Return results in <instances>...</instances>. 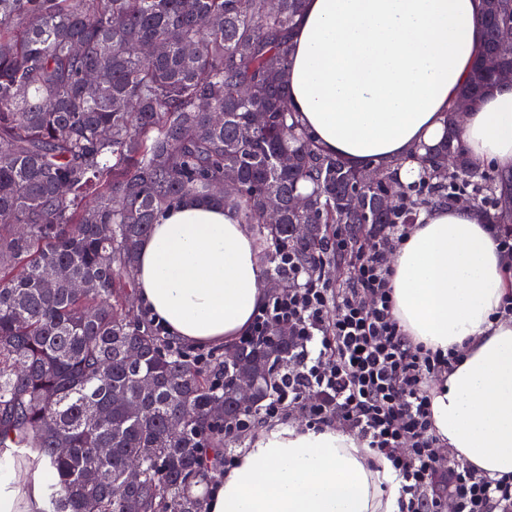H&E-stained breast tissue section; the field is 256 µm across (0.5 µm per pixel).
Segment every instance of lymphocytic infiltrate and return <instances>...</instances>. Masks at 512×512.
I'll list each match as a JSON object with an SVG mask.
<instances>
[{
	"instance_id": "f902f5d3",
	"label": "lymphocytic infiltrate",
	"mask_w": 512,
	"mask_h": 512,
	"mask_svg": "<svg viewBox=\"0 0 512 512\" xmlns=\"http://www.w3.org/2000/svg\"><path fill=\"white\" fill-rule=\"evenodd\" d=\"M381 224L353 240L337 230L330 248L350 255L341 285L282 263L294 284L269 295L238 345L287 327L292 348L261 415L271 423L300 411L306 427H338L387 458L402 492V512H512V477L437 461L431 413L433 379L452 372L463 350L426 348L393 315L390 256L410 232Z\"/></svg>"
}]
</instances>
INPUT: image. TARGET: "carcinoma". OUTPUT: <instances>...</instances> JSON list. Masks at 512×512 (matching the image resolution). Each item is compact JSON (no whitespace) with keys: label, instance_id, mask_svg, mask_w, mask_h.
Instances as JSON below:
<instances>
[{"label":"carcinoma","instance_id":"obj_1","mask_svg":"<svg viewBox=\"0 0 512 512\" xmlns=\"http://www.w3.org/2000/svg\"><path fill=\"white\" fill-rule=\"evenodd\" d=\"M304 2L0 0V459L31 464L36 512H126L130 501L140 512H203L191 492L208 476L202 448L243 412L237 368L224 365L219 389L130 315L138 247L162 210L187 197L223 202L252 225L275 285L288 279L283 252L322 270L333 224L359 237L462 201L512 223L509 183L470 167L453 106L409 184L398 160L352 167L314 146L283 79ZM481 22L479 51L499 68L475 65L461 92L471 100L512 81V45L497 37L512 0H483ZM371 171L384 181L366 182ZM227 178L242 191L217 192ZM387 194L397 205L385 210ZM296 224L312 225L307 238ZM246 358L264 401L275 360L254 348Z\"/></svg>","mask_w":512,"mask_h":512}]
</instances>
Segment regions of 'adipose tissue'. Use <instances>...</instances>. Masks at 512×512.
<instances>
[{"label": "adipose tissue", "mask_w": 512, "mask_h": 512, "mask_svg": "<svg viewBox=\"0 0 512 512\" xmlns=\"http://www.w3.org/2000/svg\"><path fill=\"white\" fill-rule=\"evenodd\" d=\"M482 0H305L285 78L292 109L324 152L351 165L403 163L443 137L483 39ZM475 170L512 177V84L486 89L459 122ZM394 314L405 333L466 357L432 387L435 434L456 459L512 476V256L483 210L433 208L393 254ZM143 312L178 343L232 347L264 304L266 267L247 225L215 202L164 210L136 264ZM388 460L339 429L274 425L250 439L207 512H400Z\"/></svg>", "instance_id": "obj_1"}]
</instances>
